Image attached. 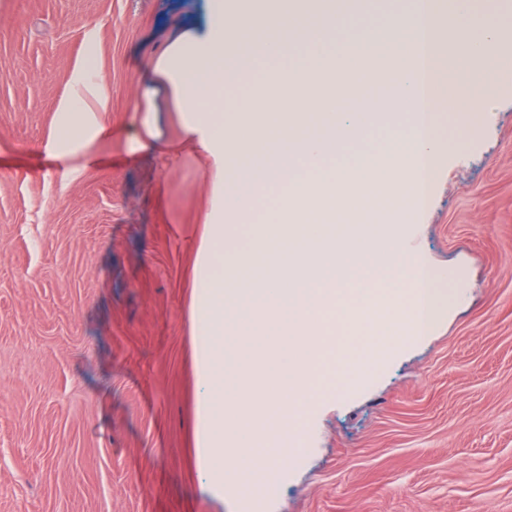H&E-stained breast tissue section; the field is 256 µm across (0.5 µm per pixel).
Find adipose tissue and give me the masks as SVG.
Returning a JSON list of instances; mask_svg holds the SVG:
<instances>
[{"mask_svg":"<svg viewBox=\"0 0 512 512\" xmlns=\"http://www.w3.org/2000/svg\"><path fill=\"white\" fill-rule=\"evenodd\" d=\"M304 2L210 0L206 28L183 33L164 49L155 66L156 75L180 105L187 139L206 157L218 190L217 211L198 244L205 271L195 276L191 293V348L198 372L214 378L218 348L213 334L223 328L225 312L236 310L240 296L261 292L290 298L284 328L288 343L271 350L269 360L275 369L264 380L262 393L239 408L225 404L223 390H214L206 404L208 417L197 434V455L203 466L217 484L238 491L246 488L245 466L270 470L276 462L301 456L298 437L317 397L336 323L358 328L375 321L380 340L379 346L367 344L359 352H345L343 386L348 389L376 372L382 354L392 349L394 330L404 328L412 337H421L447 305L446 295L434 286V270L420 256L393 246V225L336 222L337 214L350 212L363 192L389 187L402 194L412 186L424 194L434 180L441 142L435 115L416 110L418 93L409 81L418 72L416 34L422 22L436 16L434 0H413L408 13L395 20L393 32L405 48L408 76L397 82L390 101L406 108L409 126L391 135V162L377 163L370 154H359L350 172H329L318 188L294 179L295 169L300 165L320 169L337 141L360 139L378 119L373 100L356 99L358 122L340 123L335 95L297 99L294 114L318 112L322 131L300 136L293 124L281 125L288 148L271 166L267 153L260 150L268 133L257 120L263 89L298 87L311 71L348 74L353 61L341 54L312 56L302 67H291L287 60L294 43L259 48L239 37L244 29L268 28L310 35L321 25L335 22V10L314 15L304 10ZM479 41L485 47L481 54L469 45L451 60L444 51L434 53V72L444 85V105L450 112L466 114L475 109L479 97L495 93L497 84L488 73L489 52L501 59L512 56V44L501 41L498 31H483ZM257 52L270 63L258 83L251 68ZM243 85L250 89L248 97L232 116H224L225 89ZM90 90L86 73H79L75 90L61 104L58 133L43 146L62 168L81 165L106 130L105 103L100 98L87 101ZM243 144L257 149L253 163L240 162ZM265 184L288 188L273 218L245 244L225 240V220L247 217ZM228 417L242 434L229 443L224 440Z\"/></svg>","mask_w":512,"mask_h":512,"instance_id":"1","label":"adipose tissue"}]
</instances>
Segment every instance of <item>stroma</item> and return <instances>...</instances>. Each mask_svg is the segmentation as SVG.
<instances>
[{"label":"stroma","instance_id":"stroma-1","mask_svg":"<svg viewBox=\"0 0 512 512\" xmlns=\"http://www.w3.org/2000/svg\"><path fill=\"white\" fill-rule=\"evenodd\" d=\"M208 0H0V512H243L194 450L189 239L212 207L195 153L141 150L143 93L162 140L183 130L154 74ZM410 0H361L322 53L385 36ZM102 84L109 136L71 172L43 151L74 73ZM443 126L424 212L406 223L456 274L432 330L363 387L322 391L265 512H512V81ZM259 296L224 317V393L243 402L277 330Z\"/></svg>","mask_w":512,"mask_h":512}]
</instances>
